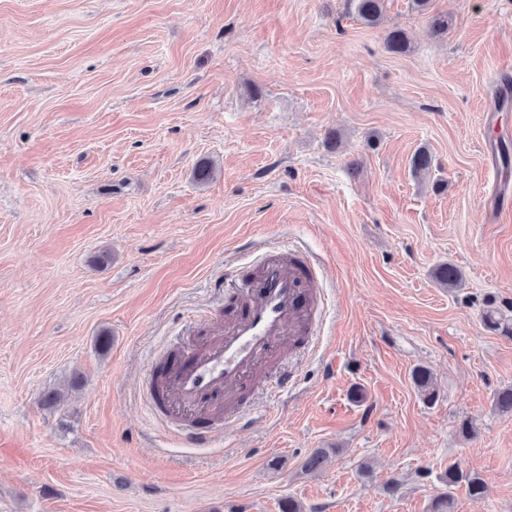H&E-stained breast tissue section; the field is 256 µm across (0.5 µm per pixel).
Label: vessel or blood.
I'll return each mask as SVG.
<instances>
[{"label": "vessel or blood", "mask_w": 512, "mask_h": 512, "mask_svg": "<svg viewBox=\"0 0 512 512\" xmlns=\"http://www.w3.org/2000/svg\"><path fill=\"white\" fill-rule=\"evenodd\" d=\"M239 309L219 337L175 356L163 391L148 390L156 419L182 417L179 437L210 442L251 409L255 373L292 346L309 343L320 315L315 267L285 243L263 250L234 283Z\"/></svg>", "instance_id": "vessel-or-blood-1"}]
</instances>
